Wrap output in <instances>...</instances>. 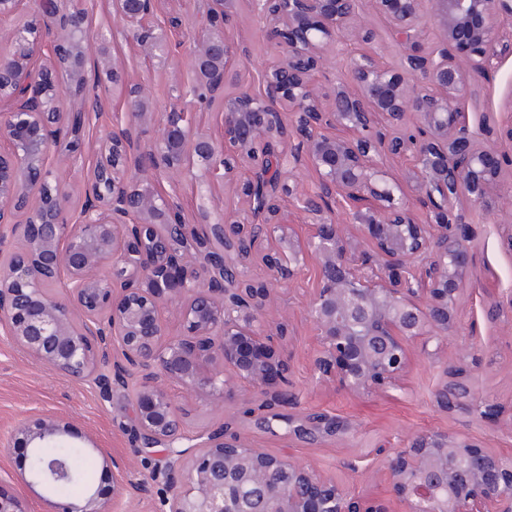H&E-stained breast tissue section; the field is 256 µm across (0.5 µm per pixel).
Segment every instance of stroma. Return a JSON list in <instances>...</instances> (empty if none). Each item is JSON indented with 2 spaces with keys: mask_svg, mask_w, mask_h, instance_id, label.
I'll return each mask as SVG.
<instances>
[{
  "mask_svg": "<svg viewBox=\"0 0 512 512\" xmlns=\"http://www.w3.org/2000/svg\"><path fill=\"white\" fill-rule=\"evenodd\" d=\"M225 36L234 51V79L227 86L228 92L261 91L263 73L277 59L279 48L262 31L252 0H238L236 22L226 29ZM111 51L123 60L131 79L145 84L158 110H165L175 98V85L192 78L187 57L147 66L123 34H116ZM353 53V47L343 44L328 52L326 64L316 76L323 97H330L336 86L350 82ZM479 95L482 111L492 113L495 120L505 119L512 112V56H504L481 82ZM470 219L477 239L469 283L460 298L463 335L449 339L446 354L449 362H458L463 336H472L481 356V392L508 407L512 405V324L489 322L485 304L490 294L512 291V250L503 244L502 225L487 223L476 211ZM316 286L315 270L307 268L298 286L290 291L287 315L276 314L272 320L285 322L291 334L285 350L292 358L290 380L302 407L351 418L358 423L359 432L340 444L306 445L282 435L252 430L248 437L255 447L272 454L287 453L312 464L347 486L354 496L384 502L392 512H399L401 505L390 488L374 480L371 473L346 469L345 461L370 452L378 444L399 447L407 436L425 431L463 434L479 445L504 453L512 451V432L475 414H447L434 407L432 396L440 371L427 363L418 344L408 346L406 369L386 392L355 396L336 383H317L311 371L317 340L305 312ZM167 389L189 436L201 430L223 429L241 408L238 398L215 401L174 381L168 382ZM40 413L69 419L77 432L93 435L102 448L132 470L150 472L160 460L159 454L148 456L140 451L133 391H118L111 399H103L95 386H75L28 358L9 341L0 340V441L23 416Z\"/></svg>",
  "mask_w": 512,
  "mask_h": 512,
  "instance_id": "obj_1",
  "label": "stroma"
}]
</instances>
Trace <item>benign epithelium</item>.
<instances>
[{
  "instance_id": "obj_1",
  "label": "benign epithelium",
  "mask_w": 512,
  "mask_h": 512,
  "mask_svg": "<svg viewBox=\"0 0 512 512\" xmlns=\"http://www.w3.org/2000/svg\"><path fill=\"white\" fill-rule=\"evenodd\" d=\"M122 28L149 63L189 45L196 78L161 113L143 82L108 52L112 30L89 32L77 0H0L10 23L11 54L0 58V336L76 385L102 396L135 390V421L148 454L163 449L147 474L122 468L101 452L112 485L58 503L54 512H112L125 497L162 490L159 512H388L352 496L318 468L253 447L244 430L306 444L342 442L358 433L352 419L309 411L292 392L290 363L275 344L268 317L288 310V288L309 266L317 287L306 308L318 349L313 375L355 395L394 385L417 342L442 369L433 392L445 413H478L512 430V417L476 385L477 348L464 339L462 360L448 367V338L460 337V294L469 281L476 236L469 212L494 223L512 220V170L494 142H512L486 117L470 126L465 106L480 109L478 78L509 51L500 28L512 0H369L396 41L414 52L401 71L368 49L362 0H256L258 22L279 44L281 59L264 73V92L225 94L232 49L224 27L236 0H208L192 34L174 37L186 20L183 0L157 18L161 0H111ZM32 18L18 20L21 5ZM434 47L415 51L423 19ZM366 46L352 62V82L323 103L315 74L328 48ZM137 121L119 119L120 104ZM222 106L223 131L200 128L202 107ZM112 125L95 145L82 200L70 205L63 173L83 155L86 126L105 114ZM350 132L336 135V129ZM408 162L406 184L384 159ZM304 168L318 176L304 190ZM189 178L212 191L232 185L241 206L226 210L199 195L197 216L180 199ZM168 183L169 189L158 186ZM288 199L311 217L307 231L286 223ZM426 210L417 222L412 208ZM341 212L345 221L336 220ZM20 237L17 251L7 245ZM267 281L257 282L254 266ZM183 333L171 335L165 311ZM512 314L492 297L490 320ZM223 400L242 392L243 420L187 439L163 380ZM82 437L69 419L25 416L3 454ZM373 477L388 484L401 512H512V453L462 435L423 432L403 446L376 447ZM74 475L66 460H48L15 476L46 494Z\"/></svg>"
}]
</instances>
